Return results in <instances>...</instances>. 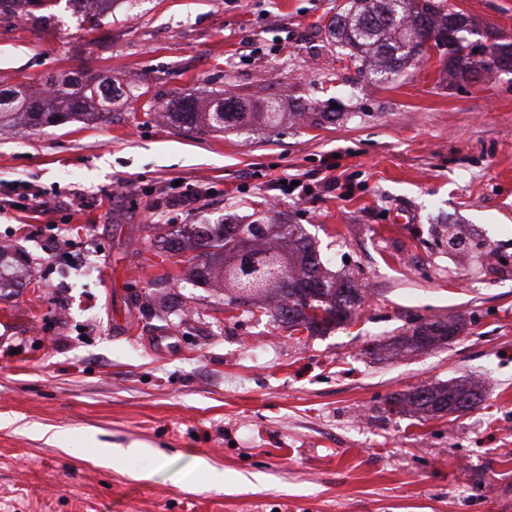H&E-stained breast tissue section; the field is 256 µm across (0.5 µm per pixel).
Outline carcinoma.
I'll return each mask as SVG.
<instances>
[{"instance_id":"1","label":"carcinoma","mask_w":512,"mask_h":512,"mask_svg":"<svg viewBox=\"0 0 512 512\" xmlns=\"http://www.w3.org/2000/svg\"><path fill=\"white\" fill-rule=\"evenodd\" d=\"M30 9L27 21L44 24L56 17L60 0H22ZM81 6H96L100 11H83L80 23L94 29L112 0H72ZM458 12L447 11L440 0H346L328 25L334 43L343 49L358 74L388 81L406 68H412L424 56L422 42L448 30ZM428 29L415 42L409 32L417 22ZM456 43L448 44L446 74L449 79L468 80L482 73L500 72L503 67L480 60L471 64L461 52L470 48L469 37L478 34L476 24L464 17L454 29ZM118 89L97 74L84 71L78 77L55 81L49 92L26 86L0 91V129L3 127L39 128L69 122L92 123L102 113L92 111L95 102L110 103ZM339 116L337 112H312L305 103L296 111L281 112L277 99L266 102L260 112H247L238 98L213 97L201 100L192 93L183 95L174 111L163 117L176 127L200 132H220L228 127L256 123L274 129L301 119L319 126ZM164 251L180 256L188 251L189 274L200 284L222 288L231 284L234 294L229 304L248 306L262 295L273 302L271 316L288 326L291 332L310 334L338 327L352 319L359 305V289L350 279L329 275L319 253L310 241L298 234L295 224L260 216L248 224H181L161 236ZM21 271V263L0 247V298L10 293L12 273ZM460 331L454 319L436 320L410 328L394 342L396 351H417L443 344ZM479 400L478 387L424 386L410 393L393 395V407L407 406L434 415L460 412L458 404L473 407Z\"/></svg>"}]
</instances>
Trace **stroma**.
Masks as SVG:
<instances>
[{
  "mask_svg": "<svg viewBox=\"0 0 512 512\" xmlns=\"http://www.w3.org/2000/svg\"><path fill=\"white\" fill-rule=\"evenodd\" d=\"M343 2L117 0L95 29L63 4L47 32L0 18V90L86 68L121 90L104 121L0 131V197L47 203L0 211L33 272L0 299V512H512V74L451 85L428 56L361 77L319 31ZM444 3L512 38V0ZM228 89L252 112L276 95L340 117L198 134L147 113ZM179 189L194 211L166 207ZM249 208L356 281L351 321L289 333L163 257L165 225ZM454 316L447 346L367 352ZM450 379L480 403L386 407Z\"/></svg>",
  "mask_w": 512,
  "mask_h": 512,
  "instance_id": "stroma-1",
  "label": "stroma"
}]
</instances>
